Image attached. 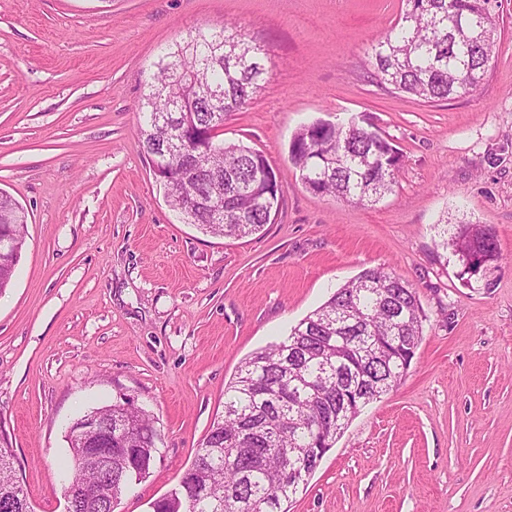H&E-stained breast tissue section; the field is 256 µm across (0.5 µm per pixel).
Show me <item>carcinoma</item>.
<instances>
[{"label": "carcinoma", "mask_w": 512, "mask_h": 512, "mask_svg": "<svg viewBox=\"0 0 512 512\" xmlns=\"http://www.w3.org/2000/svg\"><path fill=\"white\" fill-rule=\"evenodd\" d=\"M406 8L371 47L372 78L428 102L470 95L484 80L496 45L495 0H405ZM141 107L143 151L160 161L156 180L182 222L205 233L244 238L271 223L283 195L267 158L219 138L224 120L249 106L267 73L262 50L234 25L201 27L154 64ZM179 129L195 133L174 140ZM289 158L311 192L363 205L392 193L402 155L381 133L351 120H316L292 137ZM224 197V223L202 203ZM23 206L0 190V292L10 284L25 242ZM458 278L469 283L472 259L501 260L493 229L460 224L451 238ZM425 314L412 284L366 270L300 320L282 341L252 353L224 390L214 419L178 482L153 512H282L321 462L364 399L399 385L422 339ZM102 425L121 433L112 446L89 439L71 450L82 486L112 480V499L76 503L73 512H115L122 495L148 474L159 437L155 421L130 402L97 408ZM112 456V473L95 460ZM14 462L0 455V512H35Z\"/></svg>", "instance_id": "obj_1"}]
</instances>
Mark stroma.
<instances>
[{
  "label": "stroma",
  "mask_w": 512,
  "mask_h": 512,
  "mask_svg": "<svg viewBox=\"0 0 512 512\" xmlns=\"http://www.w3.org/2000/svg\"><path fill=\"white\" fill-rule=\"evenodd\" d=\"M499 2L483 84L428 103L370 76L401 0H0V189L27 214L0 294V437L35 512H63L69 423L127 398L160 440L116 512H152L241 362L376 268L417 289L422 341L286 512H512V0ZM226 20L267 74L223 138L264 154L283 190L275 221L241 239L180 220L138 134L160 51ZM350 118L403 156L375 204L312 193L289 160L301 125ZM443 222L493 227L499 267L463 285Z\"/></svg>",
  "instance_id": "1"
}]
</instances>
